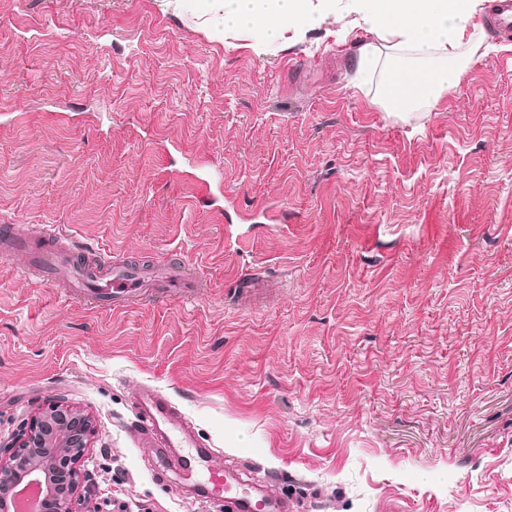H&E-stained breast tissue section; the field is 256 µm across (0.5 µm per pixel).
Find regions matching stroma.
<instances>
[{"instance_id": "1", "label": "stroma", "mask_w": 512, "mask_h": 512, "mask_svg": "<svg viewBox=\"0 0 512 512\" xmlns=\"http://www.w3.org/2000/svg\"><path fill=\"white\" fill-rule=\"evenodd\" d=\"M346 2L261 44L231 0H0V438L92 415L97 512H228L134 437L144 386L292 512H512V50L478 0L395 109ZM39 224L177 284L73 299Z\"/></svg>"}]
</instances>
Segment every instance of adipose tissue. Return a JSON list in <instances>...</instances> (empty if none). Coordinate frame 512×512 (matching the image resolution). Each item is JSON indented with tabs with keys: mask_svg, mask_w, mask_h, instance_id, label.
Instances as JSON below:
<instances>
[{
	"mask_svg": "<svg viewBox=\"0 0 512 512\" xmlns=\"http://www.w3.org/2000/svg\"><path fill=\"white\" fill-rule=\"evenodd\" d=\"M234 4L233 16L252 22L265 40L278 29L314 21L309 0H234ZM474 5L475 0H348L349 10L367 15L377 31L399 34V49L444 61L440 67L421 63L404 70H385L379 47L367 44L360 48L361 70L382 71L381 93L389 105L406 108L437 102L445 85L460 78L457 48Z\"/></svg>",
	"mask_w": 512,
	"mask_h": 512,
	"instance_id": "ef3b65f1",
	"label": "adipose tissue"
}]
</instances>
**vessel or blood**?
<instances>
[{
	"mask_svg": "<svg viewBox=\"0 0 512 512\" xmlns=\"http://www.w3.org/2000/svg\"><path fill=\"white\" fill-rule=\"evenodd\" d=\"M487 27L503 35H512V0H493L486 16ZM28 270L43 273L57 271L67 276L80 297L101 307H121L138 297L141 278L136 265L82 263L63 265L59 251L51 249L27 263ZM136 415L139 432L154 447L181 449V468L185 475L202 483L206 498L230 499L235 512H288L283 499L268 486L256 493H237L230 472L210 465L209 449L199 447L188 422L178 414L169 397L154 387L136 393Z\"/></svg>",
	"mask_w": 512,
	"mask_h": 512,
	"instance_id": "obj_1",
	"label": "vessel or blood"
}]
</instances>
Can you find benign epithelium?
<instances>
[{
	"label": "benign epithelium",
	"instance_id": "benign-epithelium-1",
	"mask_svg": "<svg viewBox=\"0 0 512 512\" xmlns=\"http://www.w3.org/2000/svg\"><path fill=\"white\" fill-rule=\"evenodd\" d=\"M95 434L91 415L55 401L0 440V512H14L17 487L43 477L46 512H93L94 482L83 459Z\"/></svg>",
	"mask_w": 512,
	"mask_h": 512
}]
</instances>
